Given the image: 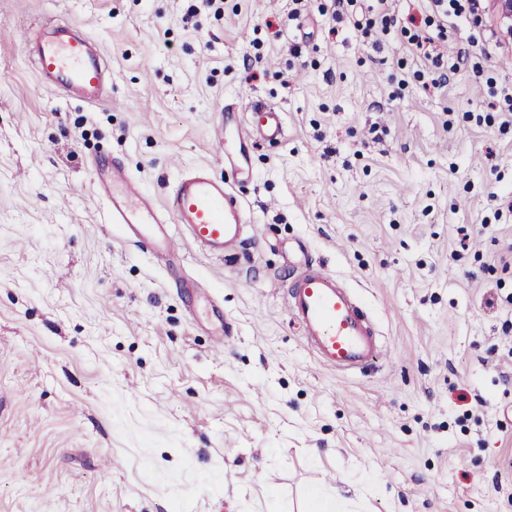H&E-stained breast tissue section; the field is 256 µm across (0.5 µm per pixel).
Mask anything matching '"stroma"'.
I'll list each match as a JSON object with an SVG mask.
<instances>
[{
    "label": "stroma",
    "mask_w": 512,
    "mask_h": 512,
    "mask_svg": "<svg viewBox=\"0 0 512 512\" xmlns=\"http://www.w3.org/2000/svg\"><path fill=\"white\" fill-rule=\"evenodd\" d=\"M189 5L0 0V512H312L314 489L345 512H512V273L493 262L512 129L474 120L512 66L455 19L439 44L469 63L427 90L400 26L329 35L332 0ZM67 22L100 46L107 102L40 81L25 45ZM256 102L285 135L236 186L248 259L180 242L234 325L219 351L208 301L189 314L108 224L91 163L159 202L188 167L230 177L224 107ZM301 246L372 313L374 366L307 348L283 293Z\"/></svg>",
    "instance_id": "obj_1"
}]
</instances>
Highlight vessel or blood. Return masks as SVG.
I'll use <instances>...</instances> for the list:
<instances>
[{
  "mask_svg": "<svg viewBox=\"0 0 512 512\" xmlns=\"http://www.w3.org/2000/svg\"><path fill=\"white\" fill-rule=\"evenodd\" d=\"M36 72L44 85L87 104L105 99L106 65L100 49L87 35L72 34L68 25L52 27L32 49ZM283 137L281 110L264 108L257 123L241 117L236 106L224 108L217 150L240 173L249 170L257 140ZM92 173L108 204L109 223L119 225L126 240L151 253L168 269L183 266L172 225L205 254L224 257L242 253L249 240L246 206L227 179L206 166L185 171L164 202H156L135 185L120 165L94 163ZM287 312L297 323L317 361L345 375L374 366L380 339L373 319L354 292L323 266L300 258L288 285Z\"/></svg>",
  "mask_w": 512,
  "mask_h": 512,
  "instance_id": "vessel-or-blood-1",
  "label": "vessel or blood"
}]
</instances>
